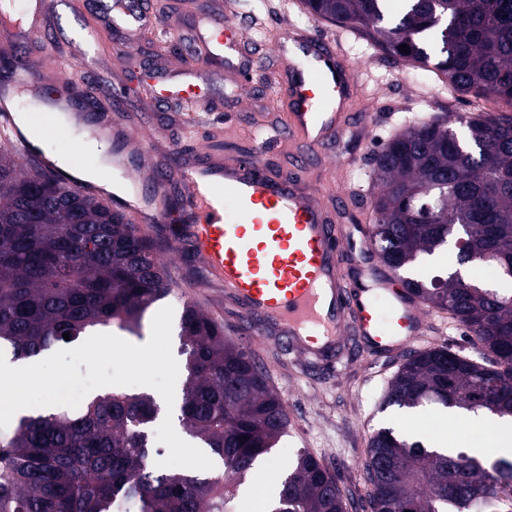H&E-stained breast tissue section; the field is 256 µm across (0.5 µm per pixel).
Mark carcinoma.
I'll return each instance as SVG.
<instances>
[{
  "instance_id": "carcinoma-1",
  "label": "carcinoma",
  "mask_w": 512,
  "mask_h": 512,
  "mask_svg": "<svg viewBox=\"0 0 512 512\" xmlns=\"http://www.w3.org/2000/svg\"><path fill=\"white\" fill-rule=\"evenodd\" d=\"M301 0L320 19L366 36L448 90L512 105V0ZM409 46V53L399 46ZM372 224L387 230L381 262L408 294L448 314L483 356L417 351L389 382L384 406L426 404L512 416V291L455 270L412 271L453 245L459 264L512 266V113L472 112L408 127L374 155ZM170 290L155 244L91 194L26 169L0 147V351L15 361L99 330L140 335ZM69 332V339L63 333ZM179 421L220 467L157 466L156 398L122 386L56 412L22 415L0 438V512H239L242 479L275 448L288 416L264 369L187 304ZM372 512H512V459L428 448L380 428L365 461ZM269 512H347L335 478L298 451Z\"/></svg>"
}]
</instances>
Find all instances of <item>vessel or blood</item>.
Returning <instances> with one entry per match:
<instances>
[{"instance_id": "obj_1", "label": "vessel or blood", "mask_w": 512, "mask_h": 512, "mask_svg": "<svg viewBox=\"0 0 512 512\" xmlns=\"http://www.w3.org/2000/svg\"><path fill=\"white\" fill-rule=\"evenodd\" d=\"M110 23L120 29L153 31L162 17L151 0H113ZM194 42L197 64L207 68L224 53L237 51L240 31L224 16L222 0H213ZM305 63L288 88L285 137L303 140L308 154L296 156L294 177H276L266 168L263 149L247 156L223 157L208 148L154 143L141 129H128L102 117L98 128L125 158V174L150 199L119 208L133 224H165L178 218L179 233L169 238L173 253L189 252L200 269L215 278L241 313L250 335L284 340L290 351L322 360L355 336L384 348H402L429 324L418 302L410 300L394 275L375 285L348 283L346 258L331 207L314 180L302 177L312 152L326 150L347 131L336 110L349 87V66L342 55L325 49L324 39L300 42ZM42 68L30 66L0 83V94L17 87L39 92ZM142 109L152 112L171 99L199 104L201 87L149 74ZM179 191L182 207L171 215L166 202Z\"/></svg>"}]
</instances>
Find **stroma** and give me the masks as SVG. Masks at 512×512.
<instances>
[{
    "label": "stroma",
    "instance_id": "stroma-1",
    "mask_svg": "<svg viewBox=\"0 0 512 512\" xmlns=\"http://www.w3.org/2000/svg\"><path fill=\"white\" fill-rule=\"evenodd\" d=\"M113 0H53L44 36L26 37L20 45L36 61L47 53L62 56L72 65L68 78L50 79L46 96L57 94L93 102L96 109L111 112L113 120L138 126L142 114L136 95L146 70L177 66L187 78L197 79L211 102L208 112H180L165 108L151 132L154 140L175 141L185 148L201 142L225 155L253 150L257 139L267 142L265 162L277 176L294 175V156L304 145L297 140H281L277 126L288 112L285 84L290 61L277 55L273 42L279 32L303 31L326 36L345 56L354 84L342 111L347 134L316 156L307 177L321 181L326 193L346 195L349 208L340 210L341 238L348 254L357 256L347 277L355 285H371L382 273L378 261L369 259V225L364 208L370 207L376 192L371 159L394 135L414 124L432 120L446 111L469 112L477 100L471 95L448 92L431 82L425 71L395 64L372 43L351 31L308 14L298 0H227L229 20L243 25L250 51L262 57L276 81L244 83L238 68L245 62L237 56L234 67L198 73L192 57V37L197 14L209 0H153L157 12L175 31L174 36L129 34V52L123 60L113 58L119 37L109 27L107 15ZM97 25L99 36L93 45H84L82 35ZM120 80L133 90L123 111L112 109L110 81ZM45 154L73 155L75 166L87 167L98 155L111 154L112 146L96 141L89 150L77 149L75 134L53 131L45 141ZM164 260L173 286L164 305L181 312L184 304L198 305L217 322L235 343L245 345L267 372L271 385L288 410V430L266 467L285 468L297 451L305 450L323 462L334 474L344 493L354 502V512H370V486L364 462L373 431L385 426L381 406L387 383L397 371L398 352H346L333 357L329 365L307 370V356L284 351L272 338L250 340L241 328L236 306L224 296V288L206 277L191 254H166ZM432 327L415 341V349L444 345L473 357L477 350L468 335L447 315L428 310ZM442 410L427 406L413 417L397 421L400 431L438 444L439 432H446L452 448L470 449L482 441L487 427L479 421H460L442 426Z\"/></svg>",
    "mask_w": 512,
    "mask_h": 512
}]
</instances>
